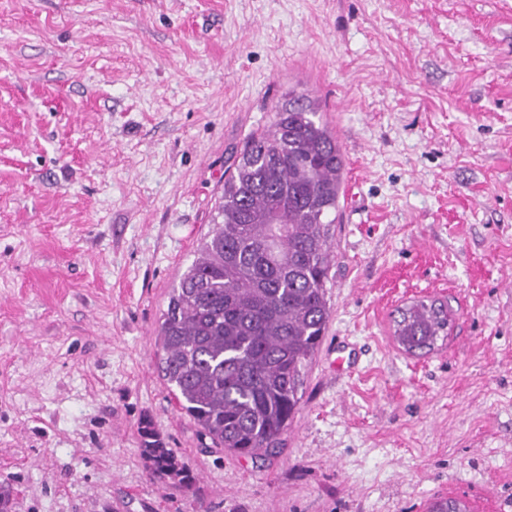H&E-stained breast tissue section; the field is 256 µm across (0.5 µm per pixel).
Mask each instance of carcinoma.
I'll list each match as a JSON object with an SVG mask.
<instances>
[{"mask_svg": "<svg viewBox=\"0 0 512 512\" xmlns=\"http://www.w3.org/2000/svg\"><path fill=\"white\" fill-rule=\"evenodd\" d=\"M343 157L310 100L293 95L271 129L231 165L213 228L170 289L159 325V369L180 409L212 447L238 456L272 452L300 409L331 307L329 227ZM448 304L399 310L394 338L421 356L448 337ZM151 476L194 488L196 476L152 424L140 426Z\"/></svg>", "mask_w": 512, "mask_h": 512, "instance_id": "carcinoma-1", "label": "carcinoma"}]
</instances>
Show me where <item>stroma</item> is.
Returning a JSON list of instances; mask_svg holds the SVG:
<instances>
[{"label": "stroma", "instance_id": "stroma-1", "mask_svg": "<svg viewBox=\"0 0 512 512\" xmlns=\"http://www.w3.org/2000/svg\"><path fill=\"white\" fill-rule=\"evenodd\" d=\"M345 159L331 318L279 449L158 369L224 173L289 93ZM446 301L423 356L399 308ZM152 421L198 477L152 480ZM0 485L13 512H512V0H0Z\"/></svg>", "mask_w": 512, "mask_h": 512}]
</instances>
